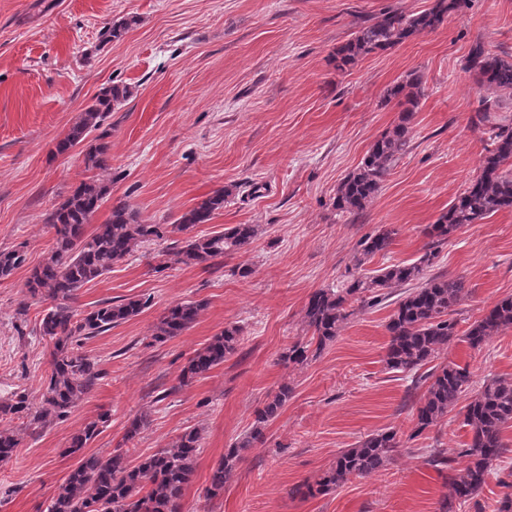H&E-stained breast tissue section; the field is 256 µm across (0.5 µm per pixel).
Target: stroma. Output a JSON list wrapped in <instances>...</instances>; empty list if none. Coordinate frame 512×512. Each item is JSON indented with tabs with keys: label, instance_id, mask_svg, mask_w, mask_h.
I'll use <instances>...</instances> for the list:
<instances>
[{
	"label": "stroma",
	"instance_id": "obj_1",
	"mask_svg": "<svg viewBox=\"0 0 512 512\" xmlns=\"http://www.w3.org/2000/svg\"><path fill=\"white\" fill-rule=\"evenodd\" d=\"M433 0H0V250L24 246L27 261L0 279V400L22 391L39 403L48 342L37 327L46 303L25 283L52 245L48 212L89 180L81 148L55 152L80 113L112 82L132 97L104 122L109 168L95 176L111 199H124L141 223L173 224L215 190L223 209L195 235L236 224L260 233L247 250L209 263L160 268L164 240L138 249L84 285L74 306L148 300L135 318L84 341L103 377L68 418L43 430L17 428L20 444L0 466V512H47L55 489L79 461L67 449L92 421L100 432L86 447L102 456L122 450L128 464L169 446L186 428L202 431L194 476L181 512H440L448 474L429 467V449H445L457 467L467 439L464 411L414 435L423 388L383 361L392 307L357 312L336 341L304 365H285L286 348L308 339L304 306L314 291L339 284L359 241L395 229L387 253L367 269L411 263L425 251L427 225L475 178L486 136L476 117L486 88L462 66L480 42L512 55V0H469L435 31L337 71L331 56L365 20L406 13ZM137 17L125 38L101 43L112 19ZM423 77L410 148L362 215L337 211L342 179L399 117L388 88L410 72ZM250 268L241 277L240 268ZM426 276L462 277L457 307L466 330L497 300L512 296V209L461 228L441 246ZM202 303L181 336L153 342L154 325L173 304ZM238 326L237 352L209 374L181 383L193 353ZM471 373L472 388L512 377V328L473 349L456 342L439 356ZM293 394L270 421L262 444L241 460L218 497L209 476L225 451L250 432L255 411L281 384ZM147 423L134 439L126 431ZM401 446L381 470L351 477L327 493L297 495L337 455L379 430ZM508 452L474 499L456 512H496L512 471Z\"/></svg>",
	"mask_w": 512,
	"mask_h": 512
}]
</instances>
